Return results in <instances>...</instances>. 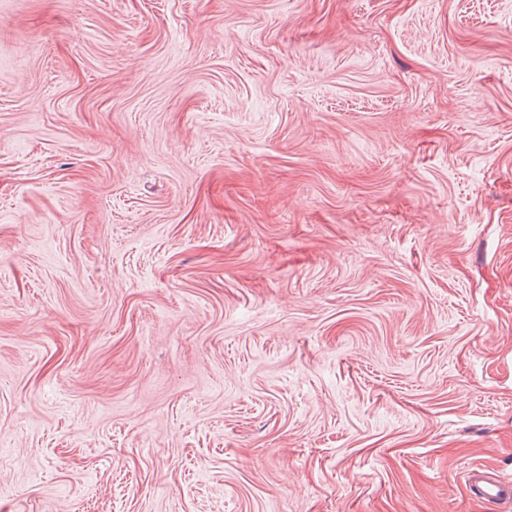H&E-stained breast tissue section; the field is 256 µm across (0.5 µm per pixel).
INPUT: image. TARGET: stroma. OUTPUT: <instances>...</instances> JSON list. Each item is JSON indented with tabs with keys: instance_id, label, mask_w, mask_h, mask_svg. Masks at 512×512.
Masks as SVG:
<instances>
[{
	"instance_id": "stroma-1",
	"label": "stroma",
	"mask_w": 512,
	"mask_h": 512,
	"mask_svg": "<svg viewBox=\"0 0 512 512\" xmlns=\"http://www.w3.org/2000/svg\"><path fill=\"white\" fill-rule=\"evenodd\" d=\"M512 0H0V512H492ZM465 484L479 499L494 504L502 511L511 510V480L481 467H471L465 473Z\"/></svg>"
}]
</instances>
